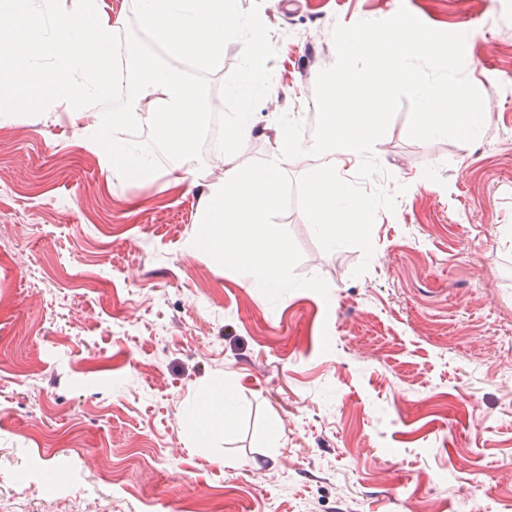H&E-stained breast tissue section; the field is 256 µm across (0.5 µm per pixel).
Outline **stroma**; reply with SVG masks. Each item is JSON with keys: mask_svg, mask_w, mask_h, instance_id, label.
<instances>
[{"mask_svg": "<svg viewBox=\"0 0 512 512\" xmlns=\"http://www.w3.org/2000/svg\"><path fill=\"white\" fill-rule=\"evenodd\" d=\"M277 54L240 168L313 138L336 24L465 36L490 121L408 136L366 182L372 257L276 219L323 278L270 302L194 246L214 176L105 172L68 112L0 116V512H512V0H240ZM368 269L353 271L360 263ZM227 393L223 430L190 415Z\"/></svg>", "mask_w": 512, "mask_h": 512, "instance_id": "obj_1", "label": "stroma"}]
</instances>
